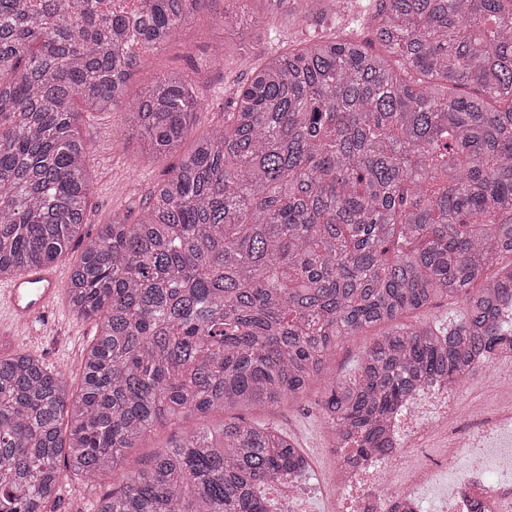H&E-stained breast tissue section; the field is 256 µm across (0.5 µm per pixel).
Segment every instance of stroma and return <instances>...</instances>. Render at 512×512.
Segmentation results:
<instances>
[{
  "mask_svg": "<svg viewBox=\"0 0 512 512\" xmlns=\"http://www.w3.org/2000/svg\"><path fill=\"white\" fill-rule=\"evenodd\" d=\"M263 12L261 0H209L206 9L174 35L163 49L142 54L141 66L126 86V101L133 103L142 99L155 77L184 73L192 78L203 104L193 136L204 135L223 125L225 105L250 77L253 67L267 55V28L250 25L251 17ZM226 14L237 17L236 27H223L221 18ZM270 26L280 32V45L284 48L303 42L315 31L335 32L362 41L371 38L367 25L350 26L343 15L305 27L291 14L282 13L271 18ZM218 44L224 47L223 66H206V59ZM80 133L88 145L91 175L84 232L97 234L116 213L125 215L129 223H136L149 192L168 177L179 162L178 156L160 157L151 164H144L143 156L149 145L146 139L129 128L127 115L121 109L85 113ZM44 322L57 328V335L32 338L22 334L0 338V355L17 351L37 355L49 367L65 374L71 390H79L83 355L94 339L95 321L73 314L68 297L63 294ZM379 333V328L375 327L333 348L325 360L324 378L311 380L299 400L276 408L258 407L244 411L243 419L255 425L276 426L293 438L305 455L317 462L320 474L329 475L337 467L340 457L330 449L331 434L318 406L325 381L353 374L362 351ZM177 431L176 425L167 424L148 432L139 448L130 451L124 465L115 471L109 487L90 486L71 472H63L55 512H97L106 489L117 490L125 485L128 477L157 448L168 444Z\"/></svg>",
  "mask_w": 512,
  "mask_h": 512,
  "instance_id": "1",
  "label": "stroma"
}]
</instances>
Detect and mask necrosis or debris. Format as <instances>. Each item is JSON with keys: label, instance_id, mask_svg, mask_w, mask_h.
Returning <instances> with one entry per match:
<instances>
[{"label": "necrosis or debris", "instance_id": "necrosis-or-debris-1", "mask_svg": "<svg viewBox=\"0 0 512 512\" xmlns=\"http://www.w3.org/2000/svg\"><path fill=\"white\" fill-rule=\"evenodd\" d=\"M490 377L483 398L460 405L442 382L416 388L395 413L391 452L339 464L336 512H470L474 497L503 505L512 476V355L479 364ZM325 490L306 466L259 485L268 512H316Z\"/></svg>", "mask_w": 512, "mask_h": 512}]
</instances>
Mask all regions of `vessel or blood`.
<instances>
[{
	"instance_id": "1",
	"label": "vessel or blood",
	"mask_w": 512,
	"mask_h": 512,
	"mask_svg": "<svg viewBox=\"0 0 512 512\" xmlns=\"http://www.w3.org/2000/svg\"><path fill=\"white\" fill-rule=\"evenodd\" d=\"M62 279L61 269H34L0 285V334L24 328L36 334V320L51 309Z\"/></svg>"
}]
</instances>
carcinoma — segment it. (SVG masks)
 <instances>
[{
  "mask_svg": "<svg viewBox=\"0 0 512 512\" xmlns=\"http://www.w3.org/2000/svg\"><path fill=\"white\" fill-rule=\"evenodd\" d=\"M112 2L0 0V272L76 239L69 302L100 318L75 396L0 357V512H47L61 458L102 484L157 426L295 400L369 328L386 331L320 403L352 462L387 451L414 387L512 352V0H377L382 52L332 34L268 56L138 222L89 237L82 112L127 108L158 156L202 111L184 75L132 106L125 88L209 0H139L135 23ZM441 299L463 314L401 322ZM303 462L273 426L187 428L98 512H266L255 487Z\"/></svg>",
  "mask_w": 512,
  "mask_h": 512,
  "instance_id": "cac0c4a2",
  "label": "carcinoma"
}]
</instances>
